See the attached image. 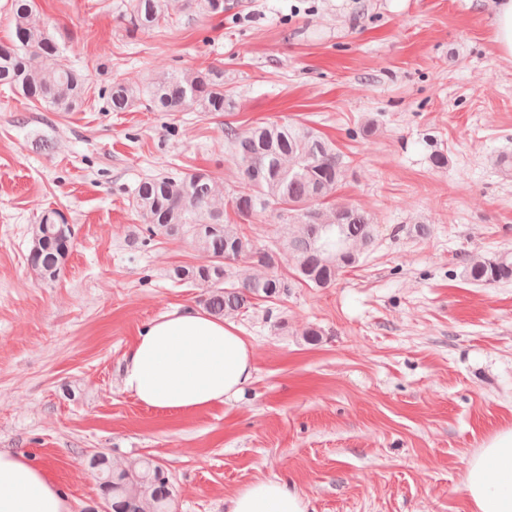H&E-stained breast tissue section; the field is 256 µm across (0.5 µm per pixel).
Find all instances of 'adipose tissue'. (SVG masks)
I'll return each mask as SVG.
<instances>
[{"label": "adipose tissue", "instance_id": "1", "mask_svg": "<svg viewBox=\"0 0 512 512\" xmlns=\"http://www.w3.org/2000/svg\"><path fill=\"white\" fill-rule=\"evenodd\" d=\"M255 373L253 348L233 324L194 307L150 321L125 355L123 389L165 410L206 409L237 397ZM463 489L470 512H512V429L468 459ZM225 512H308L309 501L279 479H259L225 499ZM0 512H70L47 467L0 451Z\"/></svg>", "mask_w": 512, "mask_h": 512}]
</instances>
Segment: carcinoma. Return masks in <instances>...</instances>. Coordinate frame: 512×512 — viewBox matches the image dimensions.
I'll return each mask as SVG.
<instances>
[{
    "label": "carcinoma",
    "instance_id": "carcinoma-1",
    "mask_svg": "<svg viewBox=\"0 0 512 512\" xmlns=\"http://www.w3.org/2000/svg\"><path fill=\"white\" fill-rule=\"evenodd\" d=\"M170 0H129L124 18L129 31L149 30L168 16ZM183 9L220 15L231 9L226 0H182ZM12 37L0 43V87L51 112L80 108L90 87L80 70L61 62L60 45L50 31L37 0H12ZM108 109L125 112L144 101L156 112H223L233 106L224 95V70L217 67L180 71L133 89L115 80L104 93ZM229 148L240 173L230 196L238 214L263 215L272 207L300 229L286 239L295 262L297 282L329 288L376 239L372 217L364 210L336 203L322 210L315 204L336 191L344 174V157L315 129L296 122L269 121L245 134L229 128ZM224 185L210 172L165 173L143 179L134 190V207L148 236H189L207 253L206 266L179 265L172 278L182 284L210 288L204 305L221 319L242 314L255 299H276L288 292V279L273 272L262 278L240 272L236 263L275 266V253L260 249L239 225L224 220L214 206ZM71 239V229L57 209L39 221L29 262L44 280L56 278ZM462 275L471 283L491 286L512 281V254L469 258ZM97 472L106 512H170L172 486L164 466L151 459L125 466L106 454L89 461Z\"/></svg>",
    "mask_w": 512,
    "mask_h": 512
}]
</instances>
